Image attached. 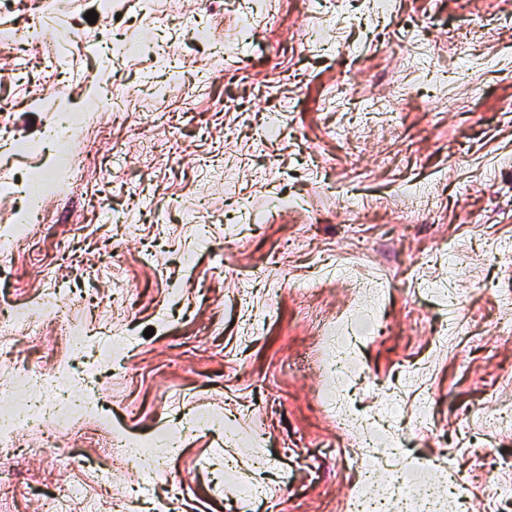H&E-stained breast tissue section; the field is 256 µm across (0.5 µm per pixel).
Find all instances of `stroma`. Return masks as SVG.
<instances>
[{"mask_svg":"<svg viewBox=\"0 0 512 512\" xmlns=\"http://www.w3.org/2000/svg\"><path fill=\"white\" fill-rule=\"evenodd\" d=\"M41 25L82 40L46 49ZM1 37L0 225L22 223L61 114L123 144L109 180L79 159L31 227L81 241V263L23 246L0 272V316L54 283L100 294L73 311L83 350L51 319L0 354V393L96 402L59 463L106 456L82 428L178 443L163 470L113 462L96 512H351L368 461L384 512H512V0H0ZM100 84L138 95L104 112ZM42 439L0 447V512H45Z\"/></svg>","mask_w":512,"mask_h":512,"instance_id":"1","label":"stroma"}]
</instances>
